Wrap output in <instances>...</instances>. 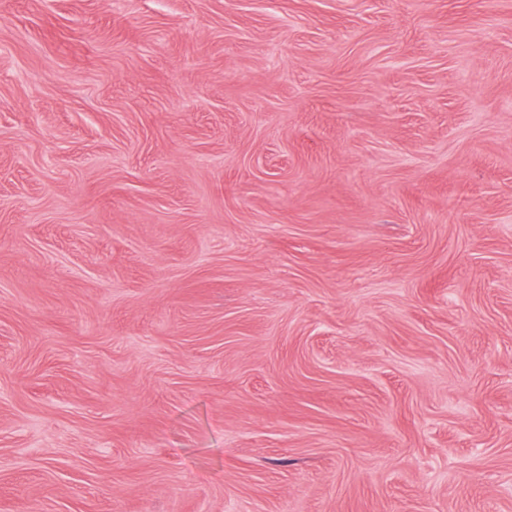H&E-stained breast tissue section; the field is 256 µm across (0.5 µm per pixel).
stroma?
<instances>
[{"label":"stroma","mask_w":512,"mask_h":512,"mask_svg":"<svg viewBox=\"0 0 512 512\" xmlns=\"http://www.w3.org/2000/svg\"><path fill=\"white\" fill-rule=\"evenodd\" d=\"M0 512H512V0H0Z\"/></svg>","instance_id":"1"}]
</instances>
